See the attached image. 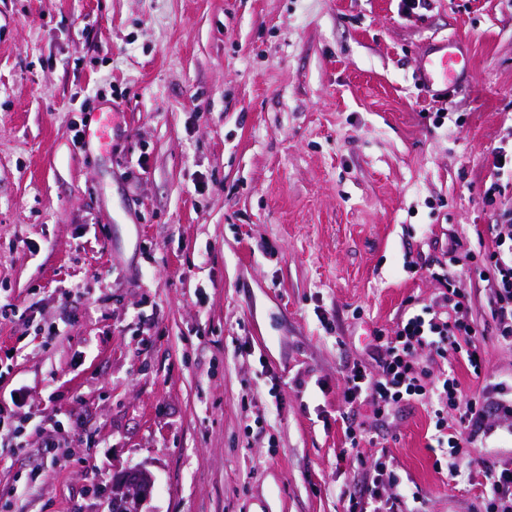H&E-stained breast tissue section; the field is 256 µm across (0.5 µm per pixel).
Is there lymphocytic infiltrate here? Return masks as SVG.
<instances>
[{
	"instance_id": "f902f5d3",
	"label": "lymphocytic infiltrate",
	"mask_w": 512,
	"mask_h": 512,
	"mask_svg": "<svg viewBox=\"0 0 512 512\" xmlns=\"http://www.w3.org/2000/svg\"><path fill=\"white\" fill-rule=\"evenodd\" d=\"M500 221L511 232L496 236L491 252L496 281L492 315L498 336L508 341L512 339V210L502 212ZM472 258L468 250L449 252L448 272L436 276L443 286L439 302L402 319L394 336L379 337L377 372L353 366L342 391L344 405L351 407L366 401L381 417L401 403L429 400L436 443L435 467L452 478L458 476L468 448L490 432L488 413L512 419V391L504 383L487 384V392L494 395L493 407L488 410L477 401L461 399L454 370L432 372L419 358L420 352L425 351L435 360L452 358L480 369L477 330L463 315L465 293L459 280L449 276L450 271H462ZM452 409L460 412L453 423L448 420ZM351 445L356 449L354 463L369 467L372 476L362 495L349 497L346 512H427V502L419 493L400 494L402 480L385 454H378L369 462L358 451L359 437H352ZM484 477L481 512H512V459L486 465Z\"/></svg>"
}]
</instances>
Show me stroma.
Here are the masks:
<instances>
[{
  "mask_svg": "<svg viewBox=\"0 0 512 512\" xmlns=\"http://www.w3.org/2000/svg\"><path fill=\"white\" fill-rule=\"evenodd\" d=\"M453 35L470 77L428 97L414 72ZM509 143L512 0H0V408L24 446L0 512H109L135 467L150 512H345L370 475L341 454L344 379L435 304L454 245L462 393L512 382L485 268ZM490 422L453 480L424 404L351 424L429 512H475L512 458Z\"/></svg>",
  "mask_w": 512,
  "mask_h": 512,
  "instance_id": "1",
  "label": "stroma"
}]
</instances>
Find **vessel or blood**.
Segmentation results:
<instances>
[{
    "label": "vessel or blood",
    "mask_w": 512,
    "mask_h": 512,
    "mask_svg": "<svg viewBox=\"0 0 512 512\" xmlns=\"http://www.w3.org/2000/svg\"><path fill=\"white\" fill-rule=\"evenodd\" d=\"M466 59V48L460 39L450 37L434 42L421 58L418 78L429 93L450 91L463 81Z\"/></svg>",
    "instance_id": "obj_1"
}]
</instances>
